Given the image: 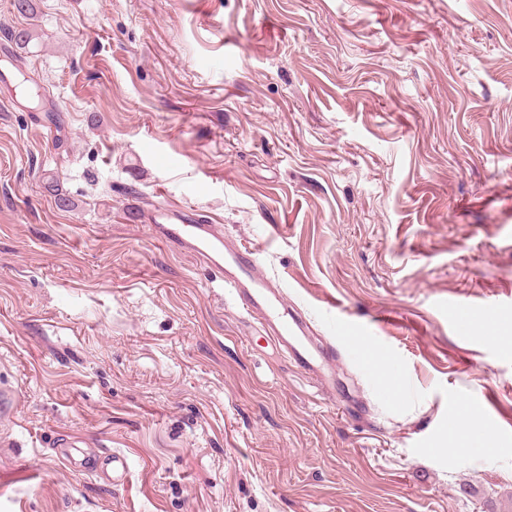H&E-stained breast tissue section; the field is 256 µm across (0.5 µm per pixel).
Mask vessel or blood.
I'll list each match as a JSON object with an SVG mask.
<instances>
[{"mask_svg":"<svg viewBox=\"0 0 512 512\" xmlns=\"http://www.w3.org/2000/svg\"><path fill=\"white\" fill-rule=\"evenodd\" d=\"M152 223L162 240L195 256L222 287L229 289L247 314L257 317L275 347L286 352L305 373L315 376L321 387H328L335 350L315 345L306 319L288 310L275 282L258 275L255 249L229 247L224 241L223 225L199 223L187 211H157Z\"/></svg>","mask_w":512,"mask_h":512,"instance_id":"b4317fda","label":"vessel or blood"}]
</instances>
